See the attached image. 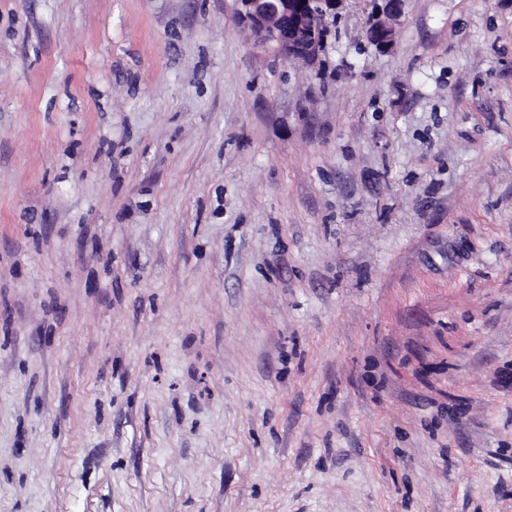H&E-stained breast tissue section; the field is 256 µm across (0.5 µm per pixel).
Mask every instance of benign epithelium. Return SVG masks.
Instances as JSON below:
<instances>
[{
	"instance_id": "obj_1",
	"label": "benign epithelium",
	"mask_w": 512,
	"mask_h": 512,
	"mask_svg": "<svg viewBox=\"0 0 512 512\" xmlns=\"http://www.w3.org/2000/svg\"><path fill=\"white\" fill-rule=\"evenodd\" d=\"M240 16L260 44L273 42L286 60L315 62L324 50L328 19L336 18L344 0H238ZM384 5L368 26L369 39L378 49L391 45L390 21L402 0Z\"/></svg>"
}]
</instances>
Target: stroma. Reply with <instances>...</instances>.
<instances>
[{
  "instance_id": "obj_1",
  "label": "stroma",
  "mask_w": 512,
  "mask_h": 512,
  "mask_svg": "<svg viewBox=\"0 0 512 512\" xmlns=\"http://www.w3.org/2000/svg\"><path fill=\"white\" fill-rule=\"evenodd\" d=\"M0 0V512H512V0ZM345 0H238L240 16L259 44L273 42L286 60L315 62L324 50V30ZM382 1L384 5L372 18L367 29L371 43L380 50L387 49L391 45L390 21L400 13L403 0Z\"/></svg>"
}]
</instances>
